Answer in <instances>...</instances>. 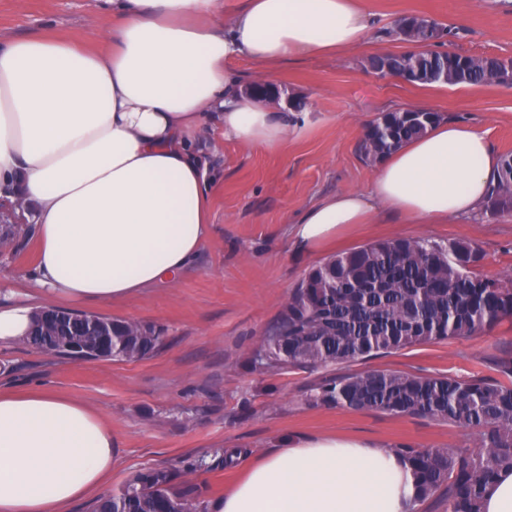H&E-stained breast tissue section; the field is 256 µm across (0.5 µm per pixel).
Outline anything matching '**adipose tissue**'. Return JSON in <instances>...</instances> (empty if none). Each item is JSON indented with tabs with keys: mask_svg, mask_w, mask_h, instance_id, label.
<instances>
[{
	"mask_svg": "<svg viewBox=\"0 0 512 512\" xmlns=\"http://www.w3.org/2000/svg\"><path fill=\"white\" fill-rule=\"evenodd\" d=\"M105 48L45 34L0 42V199L35 224L34 289L111 302L173 281L208 236L213 190L194 149L225 138L270 151L300 129L290 112L243 92L231 63L265 81L291 59L359 46L367 0H111ZM228 21H220L221 13ZM486 136L442 120L377 167L370 193L306 207L290 238L314 251L377 207L416 224L478 213L498 173ZM29 300L0 304V346L22 341ZM112 430L87 405L45 388L0 390V512H65L102 491ZM410 463L360 439H293L207 512H415Z\"/></svg>",
	"mask_w": 512,
	"mask_h": 512,
	"instance_id": "ef3b65f1",
	"label": "adipose tissue"
}]
</instances>
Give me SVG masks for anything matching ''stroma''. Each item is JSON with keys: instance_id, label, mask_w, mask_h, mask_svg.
<instances>
[{"instance_id": "obj_1", "label": "stroma", "mask_w": 512, "mask_h": 512, "mask_svg": "<svg viewBox=\"0 0 512 512\" xmlns=\"http://www.w3.org/2000/svg\"><path fill=\"white\" fill-rule=\"evenodd\" d=\"M364 42L336 57L280 64L272 73L283 96L300 101L303 133L286 150L268 151L207 130L196 141L209 161L216 190L207 241L170 284L119 302L76 304L80 313L151 322L168 344L151 358L75 361L17 343L0 348L10 366L7 387L43 386L79 399L112 427L115 460L106 491L138 470L210 457L217 448H243L230 468L195 470L206 498L230 492L247 467L291 438L358 437L386 448H465L471 432L422 417L346 408H312L306 389L340 373V366L278 372L252 370V349L308 271L330 257L385 239H465L483 258L478 273L512 275V210L483 209L445 224H411L392 211L358 224L328 246L294 250L290 228L305 206L341 190H364L376 167L358 145L382 113L413 107L439 112L485 132L497 155L512 152V85H409L371 72L366 61L406 51L394 31L405 15L451 28L444 50L475 57L512 58V0H370ZM112 24L108 0H0V39L35 33L103 47ZM33 225L13 248L0 251V286L25 290L34 270ZM512 353V323L468 338L416 345L353 363L356 371L391 369L469 378L486 374L488 359Z\"/></svg>"}]
</instances>
